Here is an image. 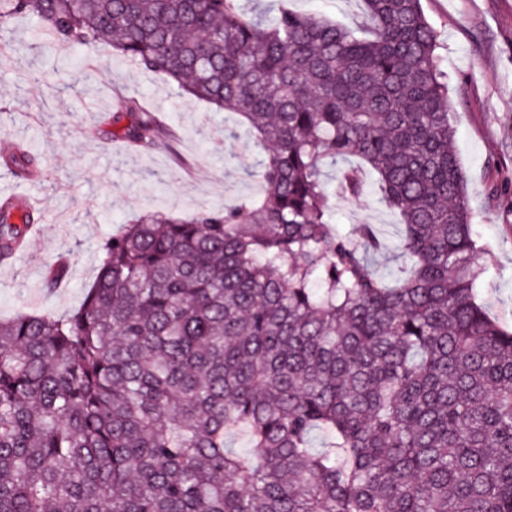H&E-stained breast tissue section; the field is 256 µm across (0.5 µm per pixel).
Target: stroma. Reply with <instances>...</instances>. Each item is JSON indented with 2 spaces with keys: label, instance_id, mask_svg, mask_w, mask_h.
Wrapping results in <instances>:
<instances>
[{
  "label": "stroma",
  "instance_id": "obj_1",
  "mask_svg": "<svg viewBox=\"0 0 512 512\" xmlns=\"http://www.w3.org/2000/svg\"><path fill=\"white\" fill-rule=\"evenodd\" d=\"M302 13L329 18L357 34L370 27L363 0H288ZM440 44L455 126L454 148L468 180L472 222L485 243L488 278L479 296L489 314L512 327V0H422ZM35 25L19 18L0 56V126L36 153L42 178L27 185L0 169V194L31 191L42 211L34 246L0 264V319L21 311L62 314L77 308L100 263V244L146 209L191 215L230 206L260 192L244 163L263 150L229 111L180 95L162 75L139 69L105 46L72 50L81 67L61 68L56 55H34ZM135 94L181 133L174 151L128 159L109 134L89 139L84 122L108 111L115 90ZM363 193L337 198L334 222L357 240V225H373L384 244L379 275L392 279L402 234L398 217L381 202L376 178ZM67 279L54 292L42 286L60 255Z\"/></svg>",
  "mask_w": 512,
  "mask_h": 512
}]
</instances>
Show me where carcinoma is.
I'll list each match as a JSON object with an SVG mask.
<instances>
[{"label":"carcinoma","instance_id":"1","mask_svg":"<svg viewBox=\"0 0 512 512\" xmlns=\"http://www.w3.org/2000/svg\"><path fill=\"white\" fill-rule=\"evenodd\" d=\"M363 2L368 38L281 0H0V43L24 15L42 48L106 44L265 150L258 196L144 212L78 308L0 320V512H512V329L479 301L437 33L421 0ZM108 124L173 150L135 96ZM328 166L351 198L377 175L393 281L372 225L333 224ZM34 220L0 201V262Z\"/></svg>","mask_w":512,"mask_h":512}]
</instances>
